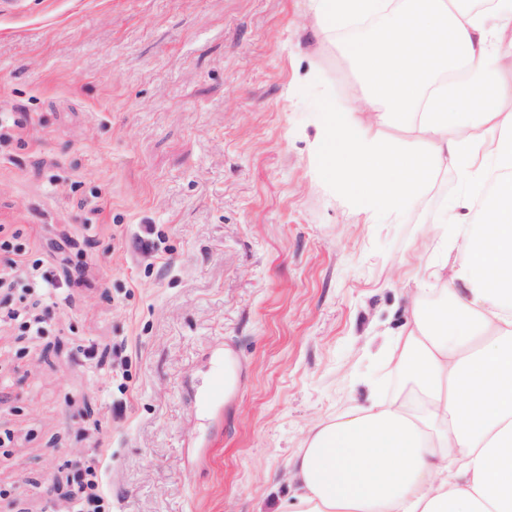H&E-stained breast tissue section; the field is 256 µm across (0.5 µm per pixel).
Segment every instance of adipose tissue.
Wrapping results in <instances>:
<instances>
[{
  "label": "adipose tissue",
  "mask_w": 512,
  "mask_h": 512,
  "mask_svg": "<svg viewBox=\"0 0 512 512\" xmlns=\"http://www.w3.org/2000/svg\"><path fill=\"white\" fill-rule=\"evenodd\" d=\"M310 2L320 46L374 23L349 48L363 76L357 103L321 109L318 177L370 218L398 215L448 166L466 190L428 230L441 259L414 276L413 321L384 349L396 386L370 385L364 403L310 424L288 460L295 490L276 512H512V114L498 107L512 0ZM461 67L464 82L437 84ZM366 112L414 124L425 148L375 139Z\"/></svg>",
  "instance_id": "ef3b65f1"
}]
</instances>
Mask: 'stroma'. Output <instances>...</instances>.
Segmentation results:
<instances>
[{
  "instance_id": "35a3bbf8",
  "label": "stroma",
  "mask_w": 512,
  "mask_h": 512,
  "mask_svg": "<svg viewBox=\"0 0 512 512\" xmlns=\"http://www.w3.org/2000/svg\"><path fill=\"white\" fill-rule=\"evenodd\" d=\"M308 0H22L0 13V225L65 279L46 331H0V512H58L85 466L112 512H273L315 419L386 379L439 171L367 220L315 174L321 102L360 95ZM321 79L307 81L311 69ZM223 398L196 396L215 357Z\"/></svg>"
}]
</instances>
